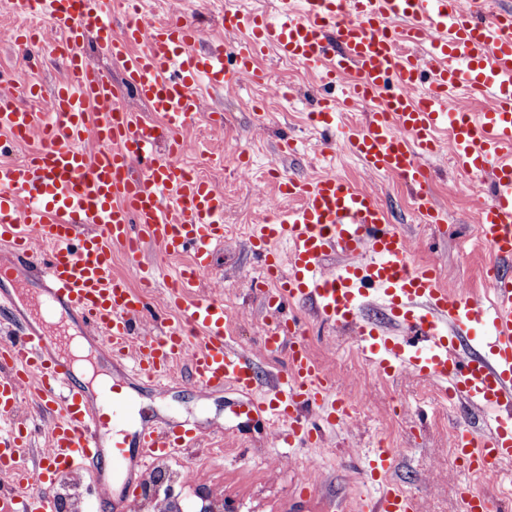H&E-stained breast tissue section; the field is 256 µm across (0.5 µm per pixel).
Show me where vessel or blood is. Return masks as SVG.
Wrapping results in <instances>:
<instances>
[{
  "label": "vessel or blood",
  "mask_w": 512,
  "mask_h": 512,
  "mask_svg": "<svg viewBox=\"0 0 512 512\" xmlns=\"http://www.w3.org/2000/svg\"><path fill=\"white\" fill-rule=\"evenodd\" d=\"M29 4L50 30L20 27L13 38L32 57L51 45L65 76L48 97L33 81L0 84V130L13 142L39 131L27 101L46 99L51 117L39 131L41 145L24 161L0 164V242L16 256L6 275L24 286L36 262L46 283L33 316H19L16 330L0 335V475L12 478L0 512H55L54 491L76 470L88 474L96 501H109L113 474L125 475L128 490L136 491V473L197 443L203 433L186 420L132 434L118 428L132 402L130 380L167 385L180 360L189 363L200 396L227 385L247 393L235 414L264 416L275 429L274 446H317V421L346 423L350 408L290 312L303 300L320 318L351 330L380 373L442 383L449 402L488 411L485 430L457 428L452 455L469 472L496 481L499 465L512 462V7L489 12L484 0H301L297 10L281 0L278 20L269 22L228 5L225 32L249 34L232 44L228 67L223 55L194 50L199 26L178 16L157 21L133 13L117 35L109 0ZM90 29L122 63L134 98L160 113L165 127L120 104L110 76L85 56ZM269 49L320 69L326 83L349 82L341 103H320L323 128L334 123L337 108L375 103L363 127L346 132L347 145L367 170L410 187L420 223L445 221L427 158L445 150L456 172L485 177L491 200L478 209L479 238L496 261L484 275L489 297L448 292L434 268L411 263L405 237L372 193L333 172L311 183L282 180L281 205L252 235L263 275L277 283L267 301L279 317L262 348L288 352L285 371L264 390L249 358L226 339L222 298H198L160 335L144 338L138 329L157 271L145 270L136 290L113 274L112 258L120 252L138 263L145 238L162 254L189 253L172 283L176 298L208 277L224 239V194L187 173L181 158L189 143L178 130L203 110L200 82L227 87L259 78L258 57ZM89 140L98 147L92 157L84 149ZM82 225L92 231L76 237ZM280 241L289 246L287 256L273 249ZM332 251L346 261L330 271L324 258ZM369 293L403 335L361 320L360 302ZM58 312L78 322L96 360L122 369L98 397L75 377L67 327L39 324ZM474 326L483 331L488 355L461 354L456 344ZM31 382L47 424L19 416ZM42 434L50 451L28 466ZM399 456L395 448L370 451L367 474L381 492L363 512H420L417 498L391 478ZM460 512H491L490 503L467 485Z\"/></svg>",
  "instance_id": "b4317fda"
}]
</instances>
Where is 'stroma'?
<instances>
[{
  "instance_id": "stroma-1",
  "label": "stroma",
  "mask_w": 512,
  "mask_h": 512,
  "mask_svg": "<svg viewBox=\"0 0 512 512\" xmlns=\"http://www.w3.org/2000/svg\"><path fill=\"white\" fill-rule=\"evenodd\" d=\"M224 2L142 0L140 9L153 19L176 13L200 20L204 25L201 48L224 50L231 42L222 24ZM37 23V17L27 12L25 0H0V71L24 67V55L10 35L16 27ZM258 68L261 81L247 87L214 88L200 83L197 93L204 111L180 134L203 145L202 152L186 157V164L199 168L224 194V242L201 291L223 298L231 320L228 340L250 358L260 382H267L288 362L287 352L269 355L260 347L276 313L252 286L261 274L252 231L266 214L267 199L277 193L271 170L303 181L332 171L367 189L407 238L414 264H434L450 291H485L484 270L493 254L480 242L476 228L475 199L488 195L481 179L459 175L447 156L431 159V166L439 171L432 190L447 221L420 223L410 190L402 181L366 170L343 139L323 149L314 125L306 120L322 93L318 70L271 52L259 60ZM213 111L220 113L221 125L211 124ZM259 112L265 115L261 127L255 121ZM285 134L297 142L294 154L279 152ZM212 153L223 155V165L209 161ZM242 154L250 166L243 177L236 171ZM140 260L163 264V276L151 290V305L160 319L145 321L141 327L142 335L150 337L160 333L162 321L178 318L169 285L187 258H161L154 243L147 242ZM299 313L313 357L334 376L337 394L353 402L347 424L326 426L320 447L286 454L273 447L271 428L263 418L247 420L233 413L241 392L227 386L199 397L189 388L186 363H177L168 387L141 380L131 385L145 421L160 426L175 417L190 419L206 433L201 446L185 449L169 461L174 468L185 464L196 468L198 485L188 488L164 480L157 484L156 496L177 503L181 512H200L216 491L224 497V512H358L361 502L379 495V486L367 478L365 457L383 442L404 449L393 478L419 498L422 512H458L460 489L472 477L448 464L453 430L480 428L484 413L464 402L448 404L432 381L404 373L379 374L349 332L317 319L311 304H302ZM301 472L307 473V484L297 481Z\"/></svg>"
}]
</instances>
